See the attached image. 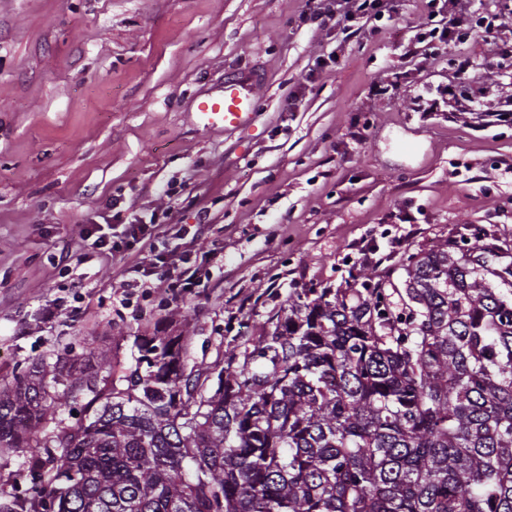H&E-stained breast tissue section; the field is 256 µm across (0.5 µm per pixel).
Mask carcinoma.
<instances>
[{
    "label": "carcinoma",
    "instance_id": "carcinoma-1",
    "mask_svg": "<svg viewBox=\"0 0 512 512\" xmlns=\"http://www.w3.org/2000/svg\"><path fill=\"white\" fill-rule=\"evenodd\" d=\"M19 452L34 487L0 512H512V240L296 289L220 364L159 335L36 359L0 382Z\"/></svg>",
    "mask_w": 512,
    "mask_h": 512
}]
</instances>
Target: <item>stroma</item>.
I'll list each match as a JSON object with an SVG mask.
<instances>
[{
    "label": "stroma",
    "instance_id": "obj_1",
    "mask_svg": "<svg viewBox=\"0 0 512 512\" xmlns=\"http://www.w3.org/2000/svg\"><path fill=\"white\" fill-rule=\"evenodd\" d=\"M308 9L0 0V378L66 347L126 360L157 330L187 332L189 364L211 365L292 289L345 286L470 224L512 235V124L440 100L465 58L475 111L512 112L502 42L422 48V0L360 28ZM251 70L265 80L254 126H199L196 97ZM151 213L149 239L124 237ZM91 227L111 250L82 243ZM155 251L195 270L199 293H124Z\"/></svg>",
    "mask_w": 512,
    "mask_h": 512
}]
</instances>
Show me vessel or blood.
Returning a JSON list of instances; mask_svg holds the SVG:
<instances>
[{"label": "vessel or blood", "instance_id": "vessel-or-blood-1", "mask_svg": "<svg viewBox=\"0 0 512 512\" xmlns=\"http://www.w3.org/2000/svg\"><path fill=\"white\" fill-rule=\"evenodd\" d=\"M260 75L229 74L223 87L196 101L198 122L207 129L244 130L251 127L259 112Z\"/></svg>", "mask_w": 512, "mask_h": 512}]
</instances>
